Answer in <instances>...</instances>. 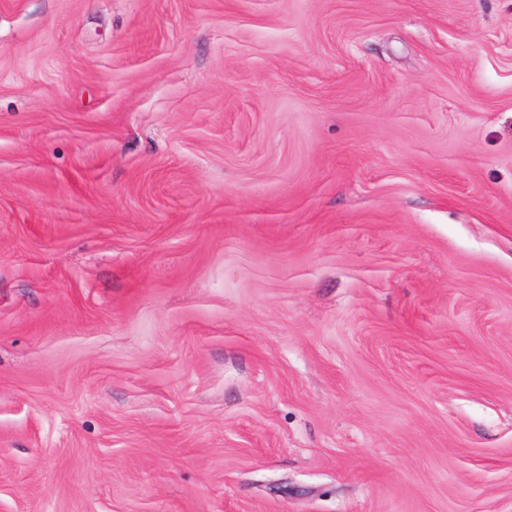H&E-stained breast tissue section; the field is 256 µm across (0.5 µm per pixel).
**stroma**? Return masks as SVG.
<instances>
[{
    "label": "stroma",
    "mask_w": 512,
    "mask_h": 512,
    "mask_svg": "<svg viewBox=\"0 0 512 512\" xmlns=\"http://www.w3.org/2000/svg\"><path fill=\"white\" fill-rule=\"evenodd\" d=\"M0 512H512V0H0Z\"/></svg>",
    "instance_id": "1"
}]
</instances>
